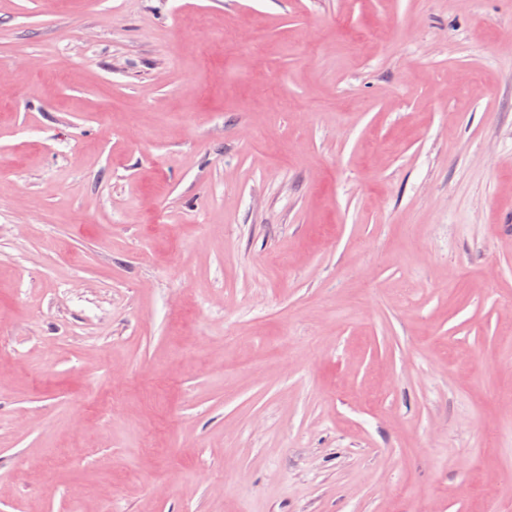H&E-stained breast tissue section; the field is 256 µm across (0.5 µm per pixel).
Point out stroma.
<instances>
[{
	"instance_id": "1",
	"label": "stroma",
	"mask_w": 512,
	"mask_h": 512,
	"mask_svg": "<svg viewBox=\"0 0 512 512\" xmlns=\"http://www.w3.org/2000/svg\"><path fill=\"white\" fill-rule=\"evenodd\" d=\"M0 512H512V0H0Z\"/></svg>"
}]
</instances>
